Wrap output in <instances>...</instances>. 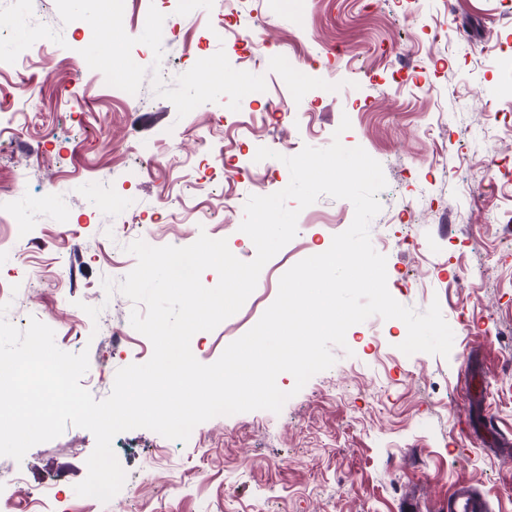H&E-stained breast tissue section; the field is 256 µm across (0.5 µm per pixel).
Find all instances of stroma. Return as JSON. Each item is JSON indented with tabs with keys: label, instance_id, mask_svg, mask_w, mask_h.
I'll list each match as a JSON object with an SVG mask.
<instances>
[{
	"label": "stroma",
	"instance_id": "1",
	"mask_svg": "<svg viewBox=\"0 0 512 512\" xmlns=\"http://www.w3.org/2000/svg\"><path fill=\"white\" fill-rule=\"evenodd\" d=\"M264 26L252 45L294 60L236 78L247 58L237 34L217 35L222 14ZM111 16L112 53L91 56L80 17ZM198 46L224 62V109L193 95ZM143 66L144 104L125 106L112 73L131 55ZM287 97L292 112L267 100ZM342 136L383 167L387 186L370 223L387 258L388 289L425 311L438 302L453 330L449 356L405 355L397 319L350 327L334 366L280 413L217 416L187 441L148 429L115 436L127 477L108 503L78 496L93 434L71 426L22 461L0 456V500L45 512L36 489L54 487L79 512H443L458 479L491 512H512V0H0V300L8 321L37 318L63 351L89 354L80 380L105 399L118 369L144 363L151 342L130 324L131 301L106 295L102 278L132 270L129 213L159 245L200 234L250 250L240 231L249 196L285 188L283 159ZM277 139L279 158L256 161ZM233 178L220 177L222 167ZM354 218L351 202L320 197L296 237L262 269L242 308L190 347L214 363L274 302L281 276L325 252ZM100 307L96 337H76L84 305ZM122 335L119 348L108 331Z\"/></svg>",
	"mask_w": 512,
	"mask_h": 512
}]
</instances>
